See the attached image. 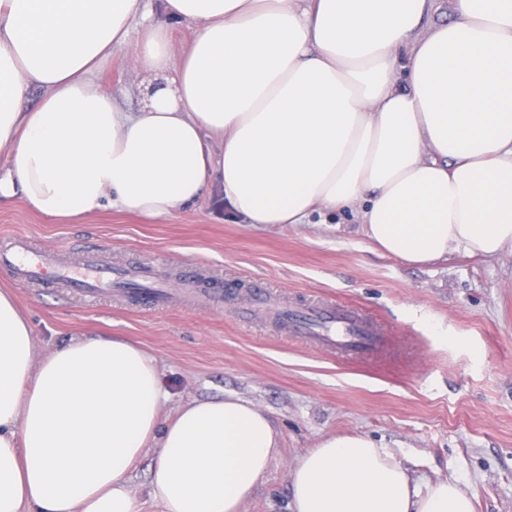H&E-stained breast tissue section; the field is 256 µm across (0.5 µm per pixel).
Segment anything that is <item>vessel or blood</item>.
I'll return each instance as SVG.
<instances>
[{
	"label": "vessel or blood",
	"instance_id": "vessel-or-blood-1",
	"mask_svg": "<svg viewBox=\"0 0 512 512\" xmlns=\"http://www.w3.org/2000/svg\"><path fill=\"white\" fill-rule=\"evenodd\" d=\"M0 265L10 267L21 283L50 278L88 296L114 290L132 279L131 272L91 254L76 266L58 264L51 253L34 250L22 236L13 237L9 247L0 250ZM287 320L293 333L336 347L349 357L368 356L378 346L377 331L355 310L320 302L308 310L288 312Z\"/></svg>",
	"mask_w": 512,
	"mask_h": 512
}]
</instances>
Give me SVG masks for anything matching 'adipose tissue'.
<instances>
[{
    "mask_svg": "<svg viewBox=\"0 0 512 512\" xmlns=\"http://www.w3.org/2000/svg\"><path fill=\"white\" fill-rule=\"evenodd\" d=\"M0 0V195L67 221L169 217L217 186L250 224L356 215L383 254L429 265L512 245V0ZM199 31L173 62L169 23ZM157 77L140 111L95 76L113 48ZM43 96L27 109L31 87ZM156 360L112 336L36 353L0 290V512H136L146 451L162 512H242L278 451L229 397L165 413ZM291 512H474L347 433L290 471Z\"/></svg>",
    "mask_w": 512,
    "mask_h": 512,
    "instance_id": "1",
    "label": "adipose tissue"
}]
</instances>
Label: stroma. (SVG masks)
Segmentation results:
<instances>
[{"label":"stroma","instance_id":"stroma-1","mask_svg":"<svg viewBox=\"0 0 512 512\" xmlns=\"http://www.w3.org/2000/svg\"><path fill=\"white\" fill-rule=\"evenodd\" d=\"M97 79L122 110H139L145 75L126 50ZM14 235L61 264L91 251L172 288L190 264L216 288L267 286V308L244 320L238 297L158 308L21 284L0 266V289L14 291L39 354L83 335L121 336L156 358L170 407L233 396L267 412L278 453L242 512H290L291 467L344 433L389 449L415 482H458L475 512H512V246L411 265L372 248L348 212L246 224L209 193L160 221L108 208L72 224L17 196L0 202V243ZM311 300L361 309L382 334L381 354L350 360L290 336L282 310Z\"/></svg>","mask_w":512,"mask_h":512}]
</instances>
